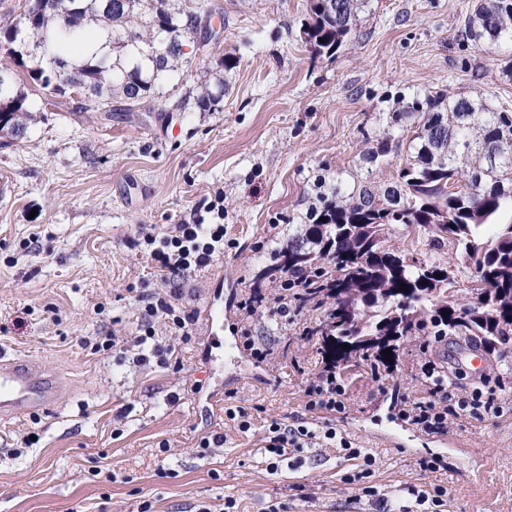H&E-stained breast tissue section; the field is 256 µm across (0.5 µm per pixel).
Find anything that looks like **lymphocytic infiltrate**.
<instances>
[{"instance_id":"lymphocytic-infiltrate-1","label":"lymphocytic infiltrate","mask_w":512,"mask_h":512,"mask_svg":"<svg viewBox=\"0 0 512 512\" xmlns=\"http://www.w3.org/2000/svg\"><path fill=\"white\" fill-rule=\"evenodd\" d=\"M213 218L210 224L200 218L192 224H170L162 233L145 235L144 242L157 274L169 290L163 294L149 289L140 292L138 302L141 324L138 336L127 341L106 335L101 342L103 348L112 350L119 360L128 361L130 367L142 370L170 366L174 349L156 342L153 330L155 319H164L172 333L181 339L191 338L195 317L185 307L179 306L181 291L178 284L192 273L210 266L217 256L223 254V211H214ZM419 376L427 395L408 403L403 415L411 424L424 431L444 432L452 416L483 420L512 411V403L500 397L497 387L484 380L469 389H460L436 360L424 361L419 367ZM346 394L342 372L333 364L321 363L305 387V408L328 414L342 412ZM313 439L336 444L347 458L361 459L360 468L346 474L345 482L360 484L363 497L379 505H387V497L370 481L373 464L371 454L354 447L347 438L337 437L333 429H314L311 422L302 417L294 418L289 424L276 421L269 424L266 445L270 455L269 471H277L289 451L302 449Z\"/></svg>"}]
</instances>
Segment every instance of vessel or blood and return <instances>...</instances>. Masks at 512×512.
Segmentation results:
<instances>
[{"label": "vessel or blood", "mask_w": 512, "mask_h": 512, "mask_svg": "<svg viewBox=\"0 0 512 512\" xmlns=\"http://www.w3.org/2000/svg\"><path fill=\"white\" fill-rule=\"evenodd\" d=\"M66 393V384L39 360L0 351V419L49 412Z\"/></svg>", "instance_id": "1"}]
</instances>
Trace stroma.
Segmentation results:
<instances>
[{"mask_svg": "<svg viewBox=\"0 0 512 512\" xmlns=\"http://www.w3.org/2000/svg\"><path fill=\"white\" fill-rule=\"evenodd\" d=\"M478 0H366L348 41L331 58L301 40L307 0H210L224 19L223 39L177 84L214 81L224 54L239 56L225 74L224 100L211 111L76 112L73 100L27 84L38 120L18 143L0 148V347L34 356L69 392L47 414L0 420V512H377L358 485L345 483L356 461L319 443L267 469L271 421L304 414V389L321 362L304 336L319 312L276 326L267 310L239 309L254 285L279 289L264 272L288 227L304 223L319 183L350 190L384 182L396 152L370 164L362 155L387 136L389 112L416 95L481 96L512 110V48L491 49L462 35ZM224 204V254L183 285L181 303L197 322L189 341L155 328L178 369L136 370L94 351L102 329L134 336L137 295L161 281L141 244L144 234L192 223L201 207ZM223 310L206 328L208 307ZM274 349L255 363L243 330ZM434 357L473 384L476 373H511L512 354L472 366L460 342L425 345L410 336L386 380L369 363L344 366L346 408L316 414L317 429L367 449L371 481L393 512L405 490L445 489V512H512V415L475 421L449 417L428 433L402 415L426 388L418 376ZM245 409L241 431L228 410ZM38 441L25 447L28 433ZM224 445L199 456L200 439ZM167 451H160V444ZM440 457L444 470L422 471Z\"/></svg>", "mask_w": 512, "mask_h": 512, "instance_id": "obj_1", "label": "stroma"}]
</instances>
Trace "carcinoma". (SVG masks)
Segmentation results:
<instances>
[{
	"mask_svg": "<svg viewBox=\"0 0 512 512\" xmlns=\"http://www.w3.org/2000/svg\"><path fill=\"white\" fill-rule=\"evenodd\" d=\"M363 5L308 0L301 38L317 55H336ZM213 17L206 0H28L20 19L0 30V134L7 137L0 145L23 137L34 119L15 67L74 100L76 110L110 120L112 103L134 112L163 97L193 58L205 61L208 43L191 34ZM465 28L470 39L512 44V0H480ZM223 97V82L204 83L165 99L160 111H206ZM389 124L413 135L388 182H361L346 195L338 187L319 192L266 274L304 278L294 297L300 310L325 308L306 335L338 366L395 363L404 337L439 330L501 356L512 350V219L500 222L512 214V113L482 99L426 93L390 113ZM410 228L427 253L401 242ZM459 265L469 271L464 286ZM346 301L356 304L350 320L341 314Z\"/></svg>",
	"mask_w": 512,
	"mask_h": 512,
	"instance_id": "1",
	"label": "carcinoma"
}]
</instances>
